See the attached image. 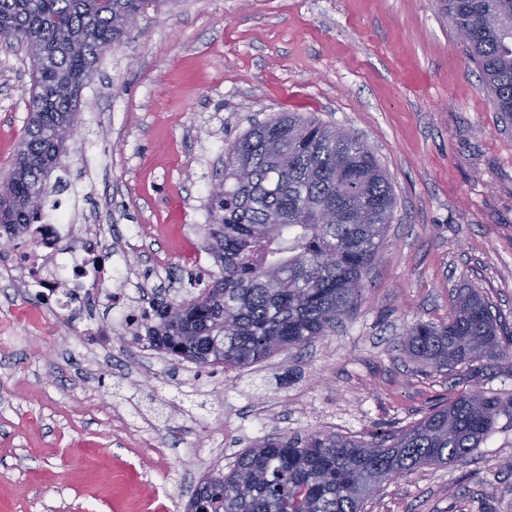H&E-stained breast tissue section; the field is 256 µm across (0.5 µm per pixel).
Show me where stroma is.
Wrapping results in <instances>:
<instances>
[{
	"label": "stroma",
	"instance_id": "1",
	"mask_svg": "<svg viewBox=\"0 0 512 512\" xmlns=\"http://www.w3.org/2000/svg\"><path fill=\"white\" fill-rule=\"evenodd\" d=\"M31 67L0 47V177L28 121ZM78 131L46 219L108 224L110 260L172 298L218 273L209 198L224 144L282 112L354 132L385 170L395 205L382 260L356 314L325 336L238 370L156 352L122 309L95 337L46 306L30 322L21 273L0 261V512H186L206 475L271 435L360 438L410 425L473 380L417 370L398 350L416 322L447 321L476 290L512 331V120L436 0H161L107 51L80 92ZM195 252L208 262L196 265ZM368 512H512V415L466 463L384 484Z\"/></svg>",
	"mask_w": 512,
	"mask_h": 512
}]
</instances>
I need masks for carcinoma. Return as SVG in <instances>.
<instances>
[{
  "mask_svg": "<svg viewBox=\"0 0 512 512\" xmlns=\"http://www.w3.org/2000/svg\"><path fill=\"white\" fill-rule=\"evenodd\" d=\"M151 3L160 0H0V44L49 56L31 73L29 120L0 180L7 243L42 219V168L90 68ZM437 3L453 26L469 29L468 54L496 111L511 119L512 0ZM222 182L223 192L209 199L221 274L175 314L154 296L141 320L165 353L229 371L309 344L357 309L395 199L386 173L351 132L293 113L227 143ZM401 346L436 372L466 365L478 374L512 357V335L475 291L461 296L448 322L408 327ZM511 406L512 394L485 389L368 439L266 437L239 453L229 472L202 479L187 512H366L393 477L466 458Z\"/></svg>",
  "mask_w": 512,
  "mask_h": 512,
  "instance_id": "cac0c4a2",
  "label": "carcinoma"
}]
</instances>
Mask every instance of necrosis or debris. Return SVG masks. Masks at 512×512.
<instances>
[{"label": "necrosis or debris", "instance_id": "obj_1", "mask_svg": "<svg viewBox=\"0 0 512 512\" xmlns=\"http://www.w3.org/2000/svg\"><path fill=\"white\" fill-rule=\"evenodd\" d=\"M29 234L32 243L17 251L14 268L23 272L27 285L37 289L41 299L54 301L71 321L87 324L91 317L83 299L101 298L120 306L125 325H134L136 310L126 287L116 284L93 225L62 220L31 225Z\"/></svg>", "mask_w": 512, "mask_h": 512}]
</instances>
